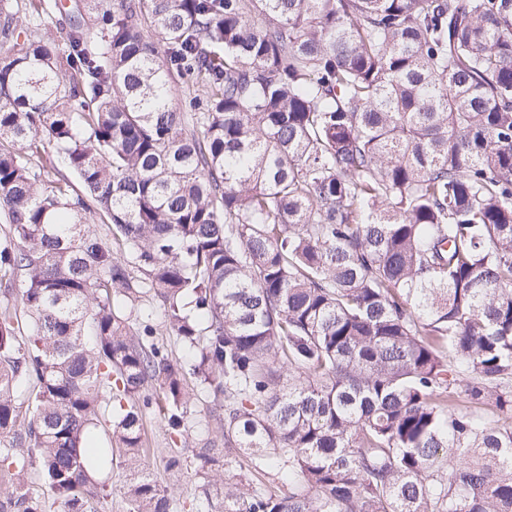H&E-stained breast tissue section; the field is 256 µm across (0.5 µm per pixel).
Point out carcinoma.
<instances>
[{"label":"carcinoma","instance_id":"carcinoma-1","mask_svg":"<svg viewBox=\"0 0 512 512\" xmlns=\"http://www.w3.org/2000/svg\"><path fill=\"white\" fill-rule=\"evenodd\" d=\"M49 12L0 0V512H98L150 385L168 469L249 459L224 512H512V0H82L61 45ZM151 317L153 324L157 328L158 336L157 339L160 342H164L167 346L168 352L175 358H183L186 356V348L181 342L169 333L165 328L163 308L156 301H152L147 298H143L141 301L136 302L133 317ZM211 400L204 396H193L187 406L188 428L185 436L192 446L201 443L208 433L215 434L217 417L222 414V411Z\"/></svg>","mask_w":512,"mask_h":512}]
</instances>
